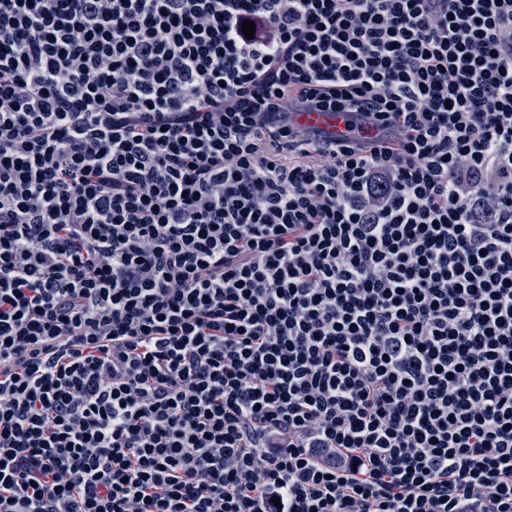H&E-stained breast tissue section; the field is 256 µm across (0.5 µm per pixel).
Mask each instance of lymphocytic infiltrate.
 Listing matches in <instances>:
<instances>
[{
    "label": "lymphocytic infiltrate",
    "mask_w": 512,
    "mask_h": 512,
    "mask_svg": "<svg viewBox=\"0 0 512 512\" xmlns=\"http://www.w3.org/2000/svg\"><path fill=\"white\" fill-rule=\"evenodd\" d=\"M0 512H512V0H0ZM300 129H319L330 137H340L347 133L346 120L341 114L325 112H304L297 117Z\"/></svg>",
    "instance_id": "obj_1"
}]
</instances>
